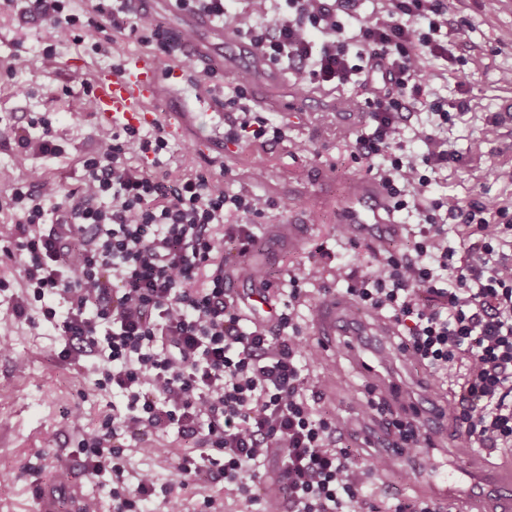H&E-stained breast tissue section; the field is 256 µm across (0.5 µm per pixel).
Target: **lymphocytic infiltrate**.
Listing matches in <instances>:
<instances>
[{"label":"lymphocytic infiltrate","instance_id":"obj_1","mask_svg":"<svg viewBox=\"0 0 512 512\" xmlns=\"http://www.w3.org/2000/svg\"><path fill=\"white\" fill-rule=\"evenodd\" d=\"M285 12L253 22L234 16V30L260 50L263 65L289 68L294 84H358L370 132L350 140L392 202L417 216L405 229L407 248L385 250L366 262L327 268L298 264L288 273V300L268 334L244 318L224 293L219 270L224 245L242 247L279 204L252 188H221L197 169L192 150L174 175L161 155L169 146L163 127L132 125L98 138L82 160L77 189L51 180L14 185L4 201L15 215L1 251L21 261L25 290L17 315L40 303L48 329L61 336L59 357L80 362L85 379L121 394L124 410L100 426L85 427L80 410L67 425L79 440L74 455L93 474H111L112 512H142L161 498L164 512H182L180 491L224 480L235 491V512H264L265 495L286 491L288 512H440L414 498L371 502L361 477L384 470L377 457L358 462L340 447L336 422L319 401L323 355L301 334L304 313L314 312L305 291L324 279L392 327L404 361L423 369L435 390H447L448 415L474 447L512 456V210L487 219V206L440 193L439 176L459 155L448 139L452 114L431 86L434 68L447 60L453 0H376L378 7L354 36L342 13L354 0H285ZM19 25L37 21L52 33L42 67H60L57 48L90 43L104 52L111 32H126L175 61L191 86L213 92L219 72L176 56V44L158 17L131 0H0ZM251 72L232 81L224 106L231 114L224 141H285L288 126L271 122L249 98ZM426 111L409 129V111ZM39 135H31V128ZM413 131L424 148L404 145ZM0 142L21 152L60 154L57 132L44 116L27 125L0 123ZM459 230V247L448 233ZM360 414L386 416L399 448L417 452L427 437L416 417L374 395ZM176 430L195 452L179 464L177 484L156 474L129 471L126 439ZM276 463L277 475L262 470Z\"/></svg>","mask_w":512,"mask_h":512}]
</instances>
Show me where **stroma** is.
<instances>
[{"label":"stroma","instance_id":"obj_1","mask_svg":"<svg viewBox=\"0 0 512 512\" xmlns=\"http://www.w3.org/2000/svg\"><path fill=\"white\" fill-rule=\"evenodd\" d=\"M451 18L469 23V41L449 45L448 62L436 85L449 102H467L468 109L454 117L450 137L460 160L444 171L440 190L467 203L512 208V126L503 122L497 135L485 133L489 117L512 105V83L499 79L502 71L512 70V10H502L498 0H456ZM48 36L42 25L22 27L13 13L0 12V72L13 70L12 78L0 79V119L49 116L63 147L56 157L34 152L22 157L15 145L0 143V193L15 182L30 183L40 176L76 187L83 174L82 157L97 137L112 132L84 111L80 87L99 71L111 69V58L71 43L60 49L59 70L44 73L40 52ZM15 82L32 85L34 95L14 97ZM169 82L174 90L155 99V111L190 112L197 131L215 129L224 109L223 88L202 98L182 72H174ZM251 91L262 98L269 117L288 124L290 131L277 144L243 141L229 146L224 164L232 173L230 187L266 192L281 207L276 223H288L302 212L311 227L309 242L269 267V276L285 277L292 264L307 260H319L325 267L350 258L367 260L369 248L348 245L336 232L338 201L353 181L367 175L347 147L361 124H340L336 115L365 111L369 90L355 85L300 89L286 76L270 86L256 82ZM321 245L328 248V256H318ZM0 279L9 284L7 291H0V336L11 339L10 349L0 350V512H32L36 483L64 467L76 446L75 434L62 428L66 413L81 407L85 424L96 427L112 410L123 409L125 401L84 380L79 363L60 360L59 336L32 328L27 317L15 313L14 298L23 286L19 259L0 255ZM360 367L359 358L349 351L320 366L327 380L321 405L330 415L353 417L366 401L367 380ZM155 445L151 453L135 444L128 447L130 467L153 469L163 484L177 482L185 441L172 431L156 437Z\"/></svg>","mask_w":512,"mask_h":512}]
</instances>
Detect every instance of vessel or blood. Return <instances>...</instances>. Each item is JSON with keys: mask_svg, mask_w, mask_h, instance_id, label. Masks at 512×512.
<instances>
[{"mask_svg": "<svg viewBox=\"0 0 512 512\" xmlns=\"http://www.w3.org/2000/svg\"><path fill=\"white\" fill-rule=\"evenodd\" d=\"M184 29L197 32V39L177 40L178 50L192 60L206 67L222 69L224 60L215 55L211 40L223 39L224 27L212 17L200 13L184 16ZM209 32V39H200V32ZM160 64L151 54L137 52L130 54L121 72H99L94 82L95 114L104 124L123 122L130 125L156 126L165 128L177 136L188 131L191 115L187 112H158L153 102L159 93L157 80ZM193 151L199 156L223 153L224 135L220 132L195 135ZM339 227L351 240L376 248L399 239L402 227L393 218L389 198L374 182L357 180L341 200ZM310 238L308 225L298 222L275 225L249 247L244 262L255 269L252 279L238 276L235 267L224 270V288L234 301L246 310L254 312L262 320L264 328H271L276 297L267 287L262 271L265 265L273 263L282 254L291 253ZM317 317L314 322L316 343L323 353L335 352L343 338L357 341L361 349L374 356H382L394 341L391 335L382 333L377 319H364L346 306L338 304L335 292L322 294L316 302ZM414 413L434 437L447 434V413L433 395L420 392L413 406ZM358 436L376 455L390 461L392 468H399L403 461H410L411 469L421 477V490L425 495L442 500L448 512H477L484 503H492L497 512H512V481L501 482L496 477H487L461 487L463 477L470 472L472 451L463 447L456 451L454 474L435 478L428 471L420 457H405L395 446L391 427L381 420L369 419L362 423ZM83 468L72 465L65 480L50 477L43 480L35 494V512H87V497L81 480Z\"/></svg>", "mask_w": 512, "mask_h": 512, "instance_id": "obj_1", "label": "vessel or blood"}]
</instances>
